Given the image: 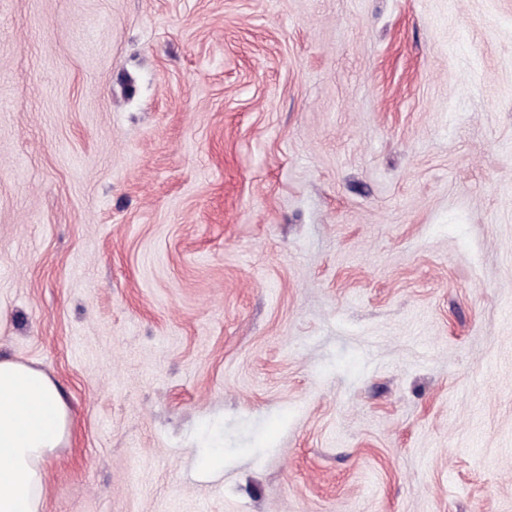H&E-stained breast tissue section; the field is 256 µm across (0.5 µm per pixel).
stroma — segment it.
I'll use <instances>...</instances> for the list:
<instances>
[{"mask_svg": "<svg viewBox=\"0 0 512 512\" xmlns=\"http://www.w3.org/2000/svg\"><path fill=\"white\" fill-rule=\"evenodd\" d=\"M0 352L44 512H512V0H0ZM69 426L56 382L0 353V512H42L49 464Z\"/></svg>", "mask_w": 512, "mask_h": 512, "instance_id": "obj_1", "label": "stroma"}]
</instances>
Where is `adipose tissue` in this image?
Returning a JSON list of instances; mask_svg holds the SVG:
<instances>
[{
    "instance_id": "ef3b65f1",
    "label": "adipose tissue",
    "mask_w": 512,
    "mask_h": 512,
    "mask_svg": "<svg viewBox=\"0 0 512 512\" xmlns=\"http://www.w3.org/2000/svg\"><path fill=\"white\" fill-rule=\"evenodd\" d=\"M69 426L56 382L0 353V512H42L49 464Z\"/></svg>"
}]
</instances>
